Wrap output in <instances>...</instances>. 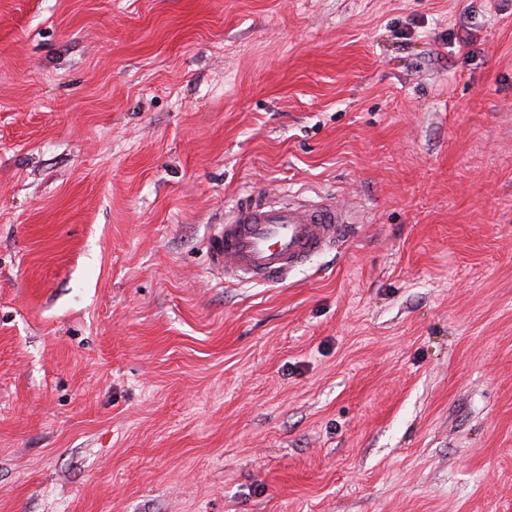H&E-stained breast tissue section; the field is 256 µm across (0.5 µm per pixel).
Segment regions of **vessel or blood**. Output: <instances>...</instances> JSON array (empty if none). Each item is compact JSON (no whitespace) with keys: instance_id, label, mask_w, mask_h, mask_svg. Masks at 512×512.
<instances>
[{"instance_id":"b4317fda","label":"vessel or blood","mask_w":512,"mask_h":512,"mask_svg":"<svg viewBox=\"0 0 512 512\" xmlns=\"http://www.w3.org/2000/svg\"><path fill=\"white\" fill-rule=\"evenodd\" d=\"M355 221L336 196L289 191L283 201L248 194L208 240L214 270L237 282H287L312 256L345 246Z\"/></svg>"}]
</instances>
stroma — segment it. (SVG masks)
<instances>
[{
  "label": "stroma",
  "instance_id": "obj_1",
  "mask_svg": "<svg viewBox=\"0 0 512 512\" xmlns=\"http://www.w3.org/2000/svg\"><path fill=\"white\" fill-rule=\"evenodd\" d=\"M0 512H512V0H0ZM351 212L332 194L288 190V199L248 194L208 240L212 268L224 280L285 283L312 256L354 235Z\"/></svg>",
  "mask_w": 512,
  "mask_h": 512
}]
</instances>
